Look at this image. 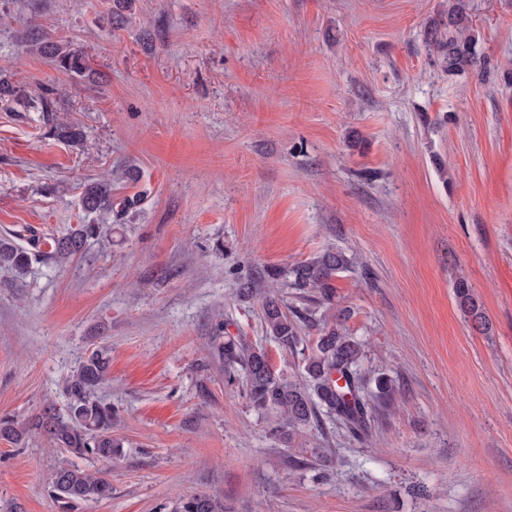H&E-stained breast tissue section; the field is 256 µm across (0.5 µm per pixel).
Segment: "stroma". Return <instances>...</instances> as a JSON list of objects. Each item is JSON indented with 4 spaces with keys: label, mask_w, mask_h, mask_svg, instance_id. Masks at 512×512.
<instances>
[{
    "label": "stroma",
    "mask_w": 512,
    "mask_h": 512,
    "mask_svg": "<svg viewBox=\"0 0 512 512\" xmlns=\"http://www.w3.org/2000/svg\"><path fill=\"white\" fill-rule=\"evenodd\" d=\"M455 0H0V238L50 236L108 178L144 204L111 238L24 277L0 266V418L64 406L99 347L96 396L125 442L112 497L73 512H512V0H462L477 62L447 71L427 34ZM40 29L85 77L32 51ZM54 89L81 144L47 138L26 99ZM139 182L120 179L127 165ZM329 247L353 258L336 305L364 363L398 388L369 446L321 426L285 447L218 367L216 328L285 379L300 354L266 336L238 288ZM465 275L490 331L454 294ZM338 476L320 481L316 450ZM73 462L47 436L0 439V512H59ZM174 512H222L216 500L207 493H197L182 498Z\"/></svg>",
    "instance_id": "1"
}]
</instances>
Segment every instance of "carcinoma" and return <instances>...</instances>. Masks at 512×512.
<instances>
[{
  "label": "carcinoma",
  "mask_w": 512,
  "mask_h": 512,
  "mask_svg": "<svg viewBox=\"0 0 512 512\" xmlns=\"http://www.w3.org/2000/svg\"><path fill=\"white\" fill-rule=\"evenodd\" d=\"M40 53L51 57L57 67L72 76L83 77L88 70L86 56L66 43L53 40L43 32L30 38ZM430 42L441 53L448 71H455L476 60L477 40L470 33L463 5L448 9V39L430 34ZM44 125L53 139L73 145L83 140L82 130L58 118L48 99L39 98ZM142 197L126 196L112 199V181L89 182L81 197V208L88 214H115L123 221L137 208ZM112 231L110 224L69 225L49 239L32 235L27 244L19 245L0 239V265L10 267L23 276L31 261L43 257L62 264L83 253L88 241ZM351 258L339 248L326 249L316 256L300 261L288 269L286 286L298 291L300 298L310 302L306 312L282 304L275 288L280 274L266 271L273 280L262 298L261 315L266 335L286 350H294L302 342V327L317 330V336L303 354L304 379L287 381L272 368L266 351L239 338L224 335V325H217L210 357L224 368L227 383L242 378V391L250 406L276 418L272 434L282 441H293L295 435L313 428L327 417L342 425L348 436L360 445L373 437L378 407L393 400L395 388L390 376L374 377L365 371L362 361L365 343L349 334L345 315L329 317L319 313L335 308L338 274L348 270ZM457 306L464 316L489 331L483 305L466 277L455 282ZM111 359L106 350L92 351L67 378L63 408L51 404L37 417L35 427L46 434L58 448L81 459H93L103 467L89 469L76 464L58 467L51 475V488L60 512H69L78 501L100 502L112 497L111 471L108 465L119 457L124 440L113 435L115 411L112 405L95 397V390L108 379ZM175 512H222L216 500L207 493L182 498Z\"/></svg>",
  "instance_id": "1"
}]
</instances>
